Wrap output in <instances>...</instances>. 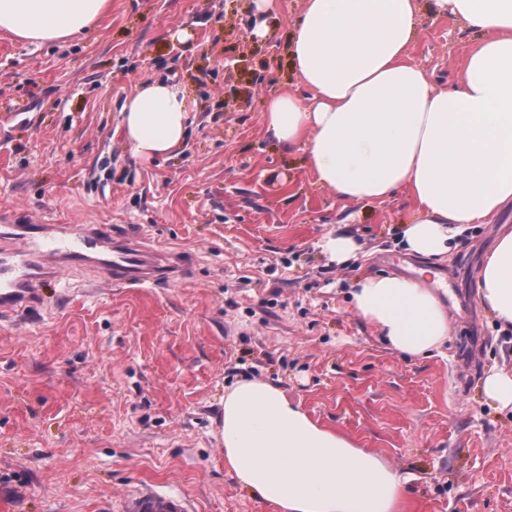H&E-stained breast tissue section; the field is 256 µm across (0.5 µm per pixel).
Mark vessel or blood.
<instances>
[{
  "label": "vessel or blood",
  "mask_w": 512,
  "mask_h": 512,
  "mask_svg": "<svg viewBox=\"0 0 512 512\" xmlns=\"http://www.w3.org/2000/svg\"><path fill=\"white\" fill-rule=\"evenodd\" d=\"M93 269L115 286L152 285L183 272L178 255L144 246L136 231L115 234L101 224H0V315L40 304L45 281ZM182 496L148 492L130 499L125 512H186Z\"/></svg>",
  "instance_id": "b4317fda"
}]
</instances>
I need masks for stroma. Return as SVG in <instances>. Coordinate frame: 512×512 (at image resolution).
Returning a JSON list of instances; mask_svg holds the SVG:
<instances>
[{"mask_svg": "<svg viewBox=\"0 0 512 512\" xmlns=\"http://www.w3.org/2000/svg\"><path fill=\"white\" fill-rule=\"evenodd\" d=\"M303 0H112L87 34L25 43L0 32V222L139 229L183 279L117 288L89 270L0 317V512H123L139 491L190 512H277L224 466L225 392L278 386L322 426L408 477L407 512H512V410L484 379L512 371V334L479 304L476 273L512 206L446 260L397 244L405 195L338 201L266 131L267 100L307 96L285 34ZM482 31L420 14L408 53L432 82L463 73ZM180 83L179 151L132 156L127 98ZM343 232L359 260L324 238ZM436 282L451 324L441 354L390 350L352 307L356 277ZM323 247L325 252L330 255L331 259L340 264L347 263L355 258L358 250L355 241L344 234L329 237L323 244Z\"/></svg>", "mask_w": 512, "mask_h": 512, "instance_id": "obj_1", "label": "stroma"}]
</instances>
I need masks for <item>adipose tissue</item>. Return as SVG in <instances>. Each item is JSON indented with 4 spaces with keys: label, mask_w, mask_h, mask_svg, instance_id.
<instances>
[{
    "label": "adipose tissue",
    "mask_w": 512,
    "mask_h": 512,
    "mask_svg": "<svg viewBox=\"0 0 512 512\" xmlns=\"http://www.w3.org/2000/svg\"><path fill=\"white\" fill-rule=\"evenodd\" d=\"M110 0H0V32L43 43L91 28ZM437 16L485 31L463 75L436 87L408 56L419 0H304L288 53L310 97L265 104L263 123L303 150L338 200L411 199L402 247L439 259L470 225L512 204V0H430ZM190 118L177 83L142 85L122 108L130 151L142 159L180 148ZM478 295L512 329V229H503L476 275ZM357 314L395 352L420 356L451 325L432 289L400 276L354 281ZM217 436L224 465L278 512H405L401 477L371 451L313 421L277 386L237 382L224 395Z\"/></svg>",
    "instance_id": "obj_1"
}]
</instances>
